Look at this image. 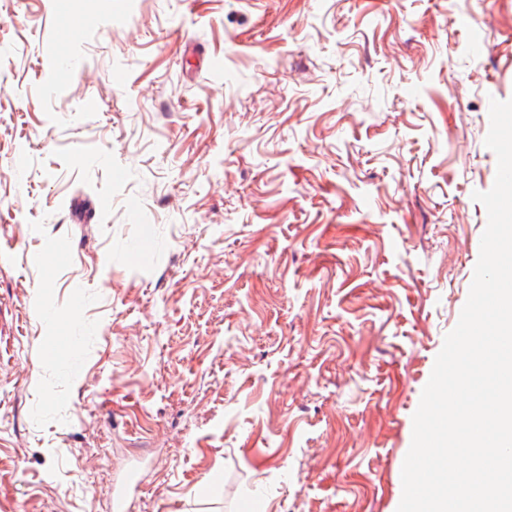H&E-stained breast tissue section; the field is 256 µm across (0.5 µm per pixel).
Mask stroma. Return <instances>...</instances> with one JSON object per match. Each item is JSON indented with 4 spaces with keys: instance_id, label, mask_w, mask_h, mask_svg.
Listing matches in <instances>:
<instances>
[{
    "instance_id": "obj_1",
    "label": "stroma",
    "mask_w": 512,
    "mask_h": 512,
    "mask_svg": "<svg viewBox=\"0 0 512 512\" xmlns=\"http://www.w3.org/2000/svg\"><path fill=\"white\" fill-rule=\"evenodd\" d=\"M494 99L512 0H0V512H397Z\"/></svg>"
}]
</instances>
